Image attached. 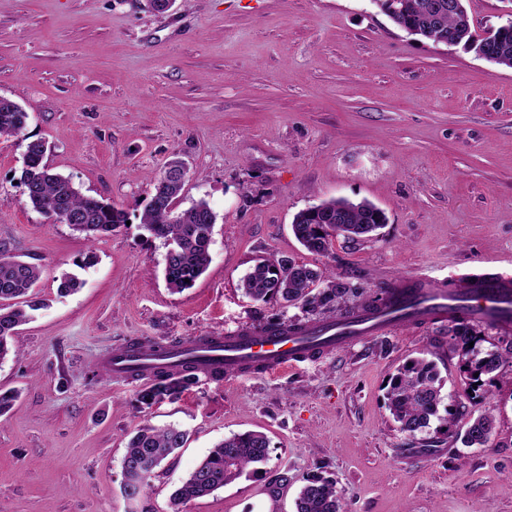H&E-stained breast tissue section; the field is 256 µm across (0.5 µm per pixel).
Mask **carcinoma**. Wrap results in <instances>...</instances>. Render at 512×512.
I'll return each instance as SVG.
<instances>
[{
  "instance_id": "obj_1",
  "label": "carcinoma",
  "mask_w": 512,
  "mask_h": 512,
  "mask_svg": "<svg viewBox=\"0 0 512 512\" xmlns=\"http://www.w3.org/2000/svg\"><path fill=\"white\" fill-rule=\"evenodd\" d=\"M371 2L410 35L438 45H461L481 59L512 68V21L478 34L465 7L466 0H456L454 9L448 8V0ZM27 118V112L19 104L0 97V137L18 134ZM25 152L29 162L22 170L21 180L27 200L36 212L55 219L62 213L79 216L81 221L71 228L85 234L89 241L110 234L126 223L125 210L102 198L82 195L69 178L51 172L44 163L46 146L42 141L29 142ZM184 186L178 180L160 178L140 217L142 227L167 245L165 279L177 291L192 287L207 269L217 219L203 199L180 210L179 217L173 218L169 206L179 201ZM385 223V212L368 200L334 198L296 213L292 231L306 250L323 254L329 250L331 236L370 240ZM42 273L37 265L0 254V362L11 354L18 355L12 344L18 327L29 320L31 312L44 306V300L33 291ZM241 287L256 302L278 298L287 307L299 304L309 312H339L343 317L382 303L394 294L390 285L366 294L332 273L319 272L289 258L259 261L244 277ZM351 299L354 303L349 307L347 301ZM450 323L452 349L465 359L463 372L476 387L484 385L483 378L492 380L498 376L503 363L512 359L511 332H504L509 337L505 347L483 348L482 338L470 319L456 315ZM195 382L196 377L192 375L173 377L159 373L152 383L137 392L136 402L150 408L175 400ZM441 389L442 378L432 360L413 358L398 368L390 380L387 400L401 431L414 436L430 426L431 420L438 417ZM493 430V418L484 414L471 419L455 436L466 447L479 448L489 442ZM185 443L186 433L175 426L140 428L130 438L124 454V459L137 463L139 470L125 473V485L147 494L156 470ZM268 460L269 440L264 434L247 431L224 438L174 491V512H180V506L223 488L247 469ZM295 512H341L334 484L321 478L305 479L295 500Z\"/></svg>"
}]
</instances>
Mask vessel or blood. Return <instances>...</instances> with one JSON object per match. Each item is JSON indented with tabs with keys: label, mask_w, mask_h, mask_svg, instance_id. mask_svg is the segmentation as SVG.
Instances as JSON below:
<instances>
[{
	"label": "vessel or blood",
	"mask_w": 512,
	"mask_h": 512,
	"mask_svg": "<svg viewBox=\"0 0 512 512\" xmlns=\"http://www.w3.org/2000/svg\"><path fill=\"white\" fill-rule=\"evenodd\" d=\"M396 286V307L417 308L413 321L445 320L447 297L442 287L419 276L400 278ZM467 304L474 318L508 325L512 322V280L493 278L473 287L467 294ZM400 323V318L395 316L363 309L348 323L306 324L277 332L251 329L224 336H196L178 344L167 342L152 347L145 343L136 348H118L105 359L103 366L117 381L148 380L160 370L180 375L189 369L206 377L273 374L360 340L383 335Z\"/></svg>",
	"instance_id": "vessel-or-blood-1"
}]
</instances>
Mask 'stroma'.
I'll use <instances>...</instances> for the list:
<instances>
[{
    "instance_id": "obj_1",
    "label": "stroma",
    "mask_w": 512,
    "mask_h": 512,
    "mask_svg": "<svg viewBox=\"0 0 512 512\" xmlns=\"http://www.w3.org/2000/svg\"><path fill=\"white\" fill-rule=\"evenodd\" d=\"M0 96L29 114L0 138V250L43 269L45 308L20 326L0 390V512H134L122 459L140 427L188 440L147 490L172 512L179 482L224 438L258 431L269 460L182 512H294L305 478L332 481L343 512H512V361L470 392L446 322L389 334L274 374L199 377L176 402L138 407L101 359L133 340L234 332L301 307L240 287L257 259L287 257L367 290L399 276L439 285L512 275V68L408 35L370 0H0ZM83 194L129 222L87 242L35 212L19 178L29 141ZM187 165L180 208L217 215L211 263L177 293L162 240L139 217L165 165ZM388 217L377 238L307 251L291 224L332 198ZM93 265L83 266L87 252ZM81 286L62 295L57 275ZM436 362L458 422L492 414L482 448L400 430L387 404L405 360ZM294 482L270 498L279 469Z\"/></svg>"
}]
</instances>
